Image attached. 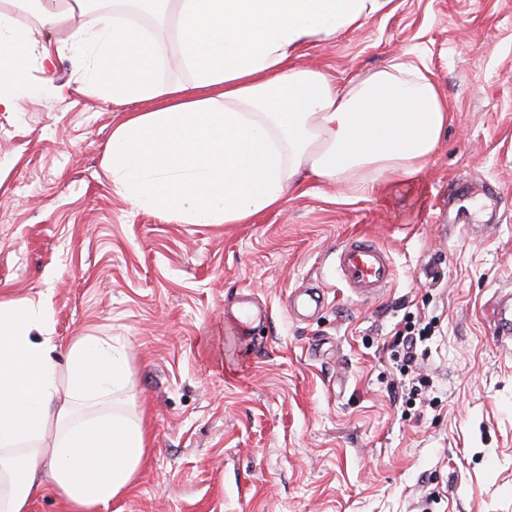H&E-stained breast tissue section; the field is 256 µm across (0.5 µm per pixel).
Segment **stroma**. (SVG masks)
<instances>
[{"instance_id":"35a3bbf8","label":"stroma","mask_w":512,"mask_h":512,"mask_svg":"<svg viewBox=\"0 0 512 512\" xmlns=\"http://www.w3.org/2000/svg\"><path fill=\"white\" fill-rule=\"evenodd\" d=\"M154 36L160 82L191 81L174 22ZM404 48L451 109L426 167L308 176L241 224L135 204L107 169L130 105L92 94L71 53L31 60L0 112V294L44 302L58 368L85 335L127 357L150 446L106 512H512V345L490 311L512 292V0H389L294 63L350 79ZM486 183L493 215L473 207ZM471 214L485 229L454 224ZM353 235L393 260L378 297L336 273ZM244 297L267 310L251 338L224 325ZM429 323L422 381L400 386L398 333Z\"/></svg>"}]
</instances>
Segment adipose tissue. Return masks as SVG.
<instances>
[{
  "instance_id": "adipose-tissue-1",
  "label": "adipose tissue",
  "mask_w": 512,
  "mask_h": 512,
  "mask_svg": "<svg viewBox=\"0 0 512 512\" xmlns=\"http://www.w3.org/2000/svg\"><path fill=\"white\" fill-rule=\"evenodd\" d=\"M89 0H30L46 25L70 23L62 45L32 46L17 16L0 13V110H15L38 55L76 54L87 87L135 104L112 132V179L136 204L188 224H240L278 208L303 176L379 184L421 170L448 125V100L426 65L405 59L332 82L293 66L304 46L361 27L388 0H162L194 73L161 87L152 34ZM42 303L0 300V451L55 427L47 466L0 465V512H29L45 490L63 512H101L132 484L147 428L114 408L127 360L95 336L68 352V405L55 407L56 346Z\"/></svg>"
}]
</instances>
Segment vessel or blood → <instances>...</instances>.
Returning a JSON list of instances; mask_svg holds the SVG:
<instances>
[{"mask_svg": "<svg viewBox=\"0 0 512 512\" xmlns=\"http://www.w3.org/2000/svg\"><path fill=\"white\" fill-rule=\"evenodd\" d=\"M336 267L351 292L360 298L377 296L389 288L393 267L387 251L365 238L344 241L336 251ZM497 341L512 342V298L500 300L495 311Z\"/></svg>", "mask_w": 512, "mask_h": 512, "instance_id": "obj_1", "label": "vessel or blood"}]
</instances>
